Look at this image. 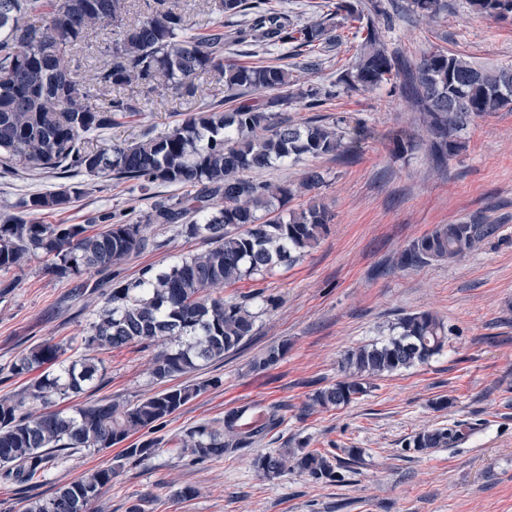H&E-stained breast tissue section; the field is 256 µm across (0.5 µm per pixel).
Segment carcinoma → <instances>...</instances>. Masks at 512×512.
Masks as SVG:
<instances>
[{"label": "carcinoma", "instance_id": "cac0c4a2", "mask_svg": "<svg viewBox=\"0 0 512 512\" xmlns=\"http://www.w3.org/2000/svg\"><path fill=\"white\" fill-rule=\"evenodd\" d=\"M161 8L126 22L127 0H0V174L40 171L57 178L72 172L105 176L142 191L156 186H194V196L153 207L143 223L120 221L90 230L85 224H40L30 216L64 210L76 198L61 185L20 201V213L0 219V272L19 270L40 258L59 277L90 271L114 273L131 257L156 245V224H175L178 232L207 244L154 272L147 269L131 282L115 281L86 338L101 351L131 344L143 347L167 342L158 351L152 373L168 381L194 372L201 362L224 359L255 332L256 313L247 301L226 300L213 290L245 276L265 275L292 264L327 232L329 214L317 200L298 211L282 213L292 195L288 186H272L254 174L277 162L333 155L350 158L349 141L363 136L365 123L338 113L327 122L314 117L299 124L278 119L274 109L294 100L318 111L343 91L370 92L403 67L388 53L386 31L352 0H336L335 10L301 25L286 10L266 7V0H220L224 16L249 17L233 34L224 22L199 32L177 3L159 0ZM476 13L500 20L512 18V0H469ZM419 17L437 19L447 0H410ZM360 23L364 37L355 61L327 85H309L296 93L291 73L280 66L224 61L228 39L261 48L293 44L311 53L308 69L320 63L319 50L336 41L341 22ZM103 25L123 28L120 38L98 46L103 65L84 68L76 50L88 44ZM200 73L224 82L227 110L204 107L164 132L122 146L101 147L92 135L112 130L139 115L130 98L112 94L123 86L165 87L193 96ZM404 93L423 114L431 135L429 155L441 166L466 149L460 137L472 121L494 112L512 111V68L478 67L464 56L437 49L409 70ZM277 213L266 220L260 212ZM498 224H438L413 241L398 257L402 267L466 257L477 243L496 235ZM449 329L437 315L405 314L388 338L346 351L339 361L342 378L317 390L309 408L344 407L366 393L367 377L392 374L425 364L448 343ZM272 347L251 369L263 371L287 353ZM64 350L44 341L10 366L13 374L45 364L60 373L45 374L24 390L0 397V469L3 476L27 482L44 475L61 457L82 448H110L142 430L160 429L167 418L216 385L213 379L173 385L130 405L105 399L77 402L70 413L54 409L61 396L77 397L97 377L89 359H63ZM243 411L224 416L222 429L200 426L178 439L181 451L198 461L218 458L251 444L278 426L272 413L258 428L243 426ZM457 423L412 435L406 449L427 453L463 441ZM156 442L127 446L124 457L145 460ZM314 481H342L346 462L332 464L319 450L285 448L254 458L256 471L275 479L288 463ZM115 469L101 468L59 488L47 498L24 501L22 512H91Z\"/></svg>", "mask_w": 512, "mask_h": 512}]
</instances>
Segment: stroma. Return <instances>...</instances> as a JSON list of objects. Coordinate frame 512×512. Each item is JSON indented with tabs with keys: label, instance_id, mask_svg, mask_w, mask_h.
I'll list each match as a JSON object with an SVG mask.
<instances>
[{
	"label": "stroma",
	"instance_id": "1",
	"mask_svg": "<svg viewBox=\"0 0 512 512\" xmlns=\"http://www.w3.org/2000/svg\"><path fill=\"white\" fill-rule=\"evenodd\" d=\"M360 2L378 4L375 20L392 25L388 48L407 64L444 49L482 67L512 66V20L475 14L467 0H448V16L438 23L397 18L409 0ZM357 45L345 36L326 47L325 63L316 71L306 70L303 56L288 45H231L224 56L285 66L304 87L334 81L352 63ZM195 83L192 97L126 88L140 113L114 127L106 142L140 141L223 100L216 75L199 74ZM402 83L398 74L374 92L344 91L321 107L324 115L345 112L365 121L367 132L352 160L308 158L262 172V180L291 186L309 169L322 172L318 196L331 215L329 231L292 267L223 288L225 298L250 297L258 314L256 334L222 361L186 375L189 383L214 378L218 384L168 418L156 433L161 444L155 454L128 462L120 444L84 448L31 483L0 479V512H18L25 498L48 496L110 465L116 473L101 489L94 512H128L135 504L143 512H512V112L476 119L461 133L465 151L438 167L429 158L423 117ZM401 140L411 142L412 150H399ZM67 182L78 197L66 210L38 214V222L98 224L113 217L133 224L154 204L194 193L189 186H159L144 194L127 183L76 172ZM59 183L38 172L0 176V215ZM476 218L500 230L464 260L397 267L399 252L434 225ZM154 235L160 248L132 257L120 280H135L145 268H166L204 248L202 240L185 238L170 224L155 226ZM10 277L15 287L0 289V395L34 380V373L13 376L7 369L46 340L63 345L70 359L98 360V377L87 385L85 400L133 404L163 389L152 374L153 349L134 344L100 351L85 344L106 298L97 273L61 278L36 260ZM419 311L437 314L450 329L439 355L373 379L369 391L346 407L309 409L310 396L339 379L337 361L345 350L387 335L398 317ZM282 343L288 352L276 365L251 371L254 359ZM441 397L450 406L433 410ZM245 405L277 410L282 425L231 455L203 462L174 448L187 430L220 426L228 410ZM454 422L468 431L461 443L429 454L406 450L420 429ZM298 446L331 457H344L349 448L363 454L343 484L315 482L292 469L270 480L255 470L257 454ZM187 487L195 496L180 498Z\"/></svg>",
	"mask_w": 512,
	"mask_h": 512
}]
</instances>
